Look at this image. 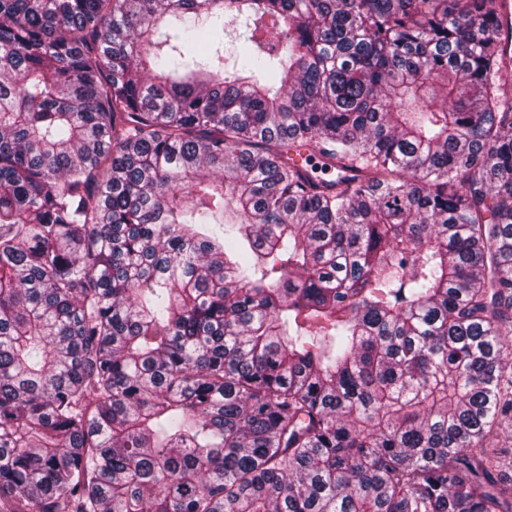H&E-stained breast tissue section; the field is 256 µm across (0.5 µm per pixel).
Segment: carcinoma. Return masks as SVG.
<instances>
[{
	"label": "carcinoma",
	"mask_w": 512,
	"mask_h": 512,
	"mask_svg": "<svg viewBox=\"0 0 512 512\" xmlns=\"http://www.w3.org/2000/svg\"><path fill=\"white\" fill-rule=\"evenodd\" d=\"M501 25L0 0V512H512ZM223 26L224 19L222 17L212 18L207 22L205 31L217 32L223 38L224 65L231 71L236 55L245 51L249 45L247 42L248 28L244 20H240L233 26L224 27V33L222 32Z\"/></svg>",
	"instance_id": "carcinoma-1"
}]
</instances>
